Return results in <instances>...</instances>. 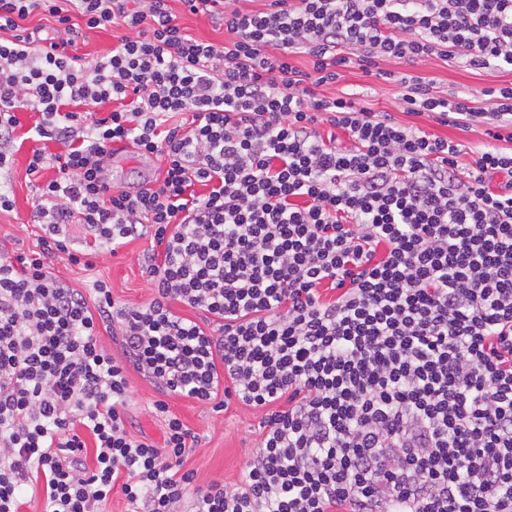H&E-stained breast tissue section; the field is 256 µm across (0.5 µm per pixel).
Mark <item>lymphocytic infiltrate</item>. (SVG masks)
Returning a JSON list of instances; mask_svg holds the SVG:
<instances>
[{
  "mask_svg": "<svg viewBox=\"0 0 512 512\" xmlns=\"http://www.w3.org/2000/svg\"><path fill=\"white\" fill-rule=\"evenodd\" d=\"M241 2L182 0L222 21L218 46L169 0H0V171L35 111L44 228L31 255L0 251V512L38 484L44 512H101L116 488L132 512H512V151L464 170L460 144L316 93L354 58L512 69V0ZM36 10L50 31L23 27ZM80 20L123 33L87 62L69 52ZM399 82L408 111L512 143L511 85L448 99ZM123 142L164 161L154 183L113 184ZM136 238L151 241L148 303L116 304L102 281L86 298L53 271L56 254L83 265ZM132 371L157 393L162 445L126 427ZM173 396L258 413L236 487L195 486ZM178 1L171 0L169 5L173 13L176 14L179 25L184 28L187 34L197 40L216 45H224V40L230 39V36L224 31V26L213 23L201 14L194 15L185 11L181 2Z\"/></svg>",
  "mask_w": 512,
  "mask_h": 512,
  "instance_id": "1",
  "label": "lymphocytic infiltrate"
}]
</instances>
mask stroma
<instances>
[{"label":"stroma","instance_id":"1","mask_svg":"<svg viewBox=\"0 0 512 512\" xmlns=\"http://www.w3.org/2000/svg\"><path fill=\"white\" fill-rule=\"evenodd\" d=\"M395 74L410 73L429 83L439 96L452 93L479 95L487 87L512 85V70L468 69L463 61L438 56L422 58L414 64L386 60L379 70ZM378 71L364 70L352 63L342 68L340 79L331 85L320 87L325 97L355 95L364 106L375 112L393 113L398 122L413 131L448 138L461 143V164L472 160L473 152L492 146L487 126L474 123L461 128L453 124L438 122L433 115L404 112L399 104L401 87L397 82L377 75ZM36 113L22 111L20 115V139L14 144L13 163L7 173L0 175L14 196L13 210L0 212V248L18 253L36 248L43 231L30 221L32 203L37 192L30 182L26 167L33 149L39 143L26 135L34 124ZM163 163L159 158L145 159L133 153L128 145H121L112 161V173L120 189L134 191L142 183L154 180L161 172ZM149 239L142 238L118 248L117 252H101L94 259L93 268L87 269L72 264L67 255L58 254L53 260L55 274L71 287L92 293L96 281L102 280L112 290L114 300L136 306L149 302L152 297L147 276L138 263V256L150 249ZM131 401L126 408L128 430L137 437L162 443L164 421L155 412L153 402L156 393L140 375L130 374ZM170 410L197 435L198 442L186 456L185 469L196 471L198 482L220 480L228 487H235L241 478L244 463L258 440V418L256 412L240 404L217 413L211 406L190 399L174 398L169 402Z\"/></svg>","mask_w":512,"mask_h":512}]
</instances>
